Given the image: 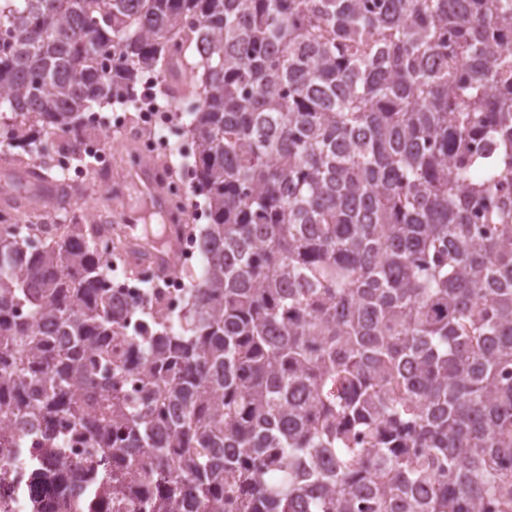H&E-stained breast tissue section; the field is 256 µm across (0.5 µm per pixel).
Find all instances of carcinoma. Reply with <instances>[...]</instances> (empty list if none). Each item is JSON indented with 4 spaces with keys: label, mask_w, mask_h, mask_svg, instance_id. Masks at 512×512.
Instances as JSON below:
<instances>
[{
    "label": "carcinoma",
    "mask_w": 512,
    "mask_h": 512,
    "mask_svg": "<svg viewBox=\"0 0 512 512\" xmlns=\"http://www.w3.org/2000/svg\"><path fill=\"white\" fill-rule=\"evenodd\" d=\"M187 29L185 313L129 327L98 217L0 229V415L162 512H512V0H0V144L88 133ZM204 256L193 232L183 234L178 245V264L185 268H193L203 264Z\"/></svg>",
    "instance_id": "carcinoma-1"
}]
</instances>
